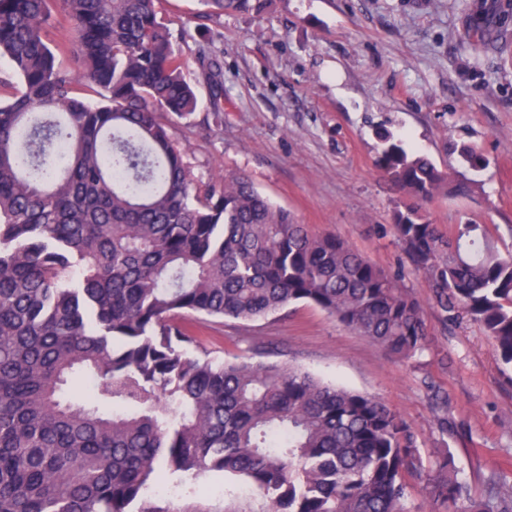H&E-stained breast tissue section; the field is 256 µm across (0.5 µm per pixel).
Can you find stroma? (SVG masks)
Instances as JSON below:
<instances>
[{
	"label": "stroma",
	"instance_id": "1",
	"mask_svg": "<svg viewBox=\"0 0 512 512\" xmlns=\"http://www.w3.org/2000/svg\"><path fill=\"white\" fill-rule=\"evenodd\" d=\"M214 56L224 82V125L212 90L185 46L198 108L173 121L193 175H247L312 233L344 240L419 299L428 333L422 355L399 359L319 308L299 304L267 318H200L211 356L308 371L384 401L407 423L424 460L449 447L459 478L483 494L512 475V369L465 317L443 320L432 291L392 224L405 196L378 170L379 132L429 157L448 175L457 145L489 161L467 196L421 203L444 232L460 224L499 230L512 248V20L468 34L462 0H272L260 15L220 19ZM180 512H263L245 483L210 472L182 484Z\"/></svg>",
	"mask_w": 512,
	"mask_h": 512
}]
</instances>
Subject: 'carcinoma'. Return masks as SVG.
I'll return each mask as SVG.
<instances>
[{"instance_id":"obj_1","label":"carcinoma","mask_w":512,"mask_h":512,"mask_svg":"<svg viewBox=\"0 0 512 512\" xmlns=\"http://www.w3.org/2000/svg\"><path fill=\"white\" fill-rule=\"evenodd\" d=\"M209 16L269 0H202ZM59 5L76 67L46 41ZM196 60L224 124L222 70ZM162 0H0V58L19 88L0 100V512H173L172 479L222 472L270 512H406L411 479L446 512H512L458 479L448 452L425 465L380 399L296 367L224 361L187 315L252 321L314 305L399 358L425 349L420 301L333 235H313L246 175L195 183L170 118L197 108ZM94 90L100 102L81 97ZM378 168L427 201L448 186L391 134ZM466 171L488 165L467 144ZM396 238L443 317L463 313L512 365V253L486 224L453 236L417 208ZM88 380L82 399L69 380Z\"/></svg>"}]
</instances>
